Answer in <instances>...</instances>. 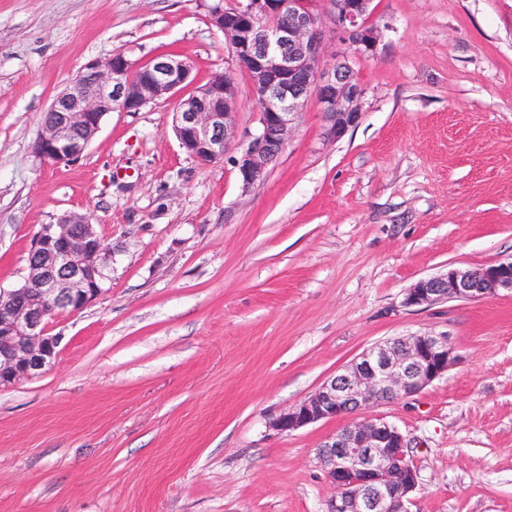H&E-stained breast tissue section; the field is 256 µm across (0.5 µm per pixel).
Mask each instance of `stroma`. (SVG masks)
<instances>
[{
	"instance_id": "35a3bbf8",
	"label": "stroma",
	"mask_w": 512,
	"mask_h": 512,
	"mask_svg": "<svg viewBox=\"0 0 512 512\" xmlns=\"http://www.w3.org/2000/svg\"><path fill=\"white\" fill-rule=\"evenodd\" d=\"M212 2L0 0V290L65 213L108 248L103 294L50 322L55 364L0 389V512H328L317 448L344 419L270 421L423 332L459 363L362 413L408 442L409 512H512V295L402 304L420 278L512 257V0H374L359 124L328 141L309 100L246 191L233 160L258 116ZM117 51L230 73L239 141L196 161L170 100L108 114L76 163L40 161L55 95Z\"/></svg>"
}]
</instances>
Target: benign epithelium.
Instances as JSON below:
<instances>
[{"label": "benign epithelium", "instance_id": "obj_1", "mask_svg": "<svg viewBox=\"0 0 512 512\" xmlns=\"http://www.w3.org/2000/svg\"><path fill=\"white\" fill-rule=\"evenodd\" d=\"M373 0H221L210 6V26L224 34L232 60L251 83L260 129L234 159L241 188L263 181L279 158L295 121L315 97L325 135L336 140L362 118L365 94L348 54L371 52ZM270 14L275 27L263 24ZM345 54L322 64L325 41ZM140 71L132 80L126 75ZM194 65L170 53L137 64L125 52L91 59L50 105L34 144L44 162L72 163L83 156L111 112H138L178 97L193 83ZM238 89L228 73L214 72L173 112L175 135L187 154L202 163L221 159L237 135ZM107 248L88 215L69 212L42 224L33 236L24 283L0 291V388L46 370L59 354L61 337L50 320L77 313L101 294ZM512 294V258L489 265L423 277L407 289L403 305L478 300ZM459 360L448 337L419 333L388 339L366 350L313 393L276 417L271 426L290 433L323 420L342 418L383 402L413 396ZM403 433L381 419L352 421L325 439L318 454L336 490L328 512H408L417 485Z\"/></svg>", "mask_w": 512, "mask_h": 512}]
</instances>
